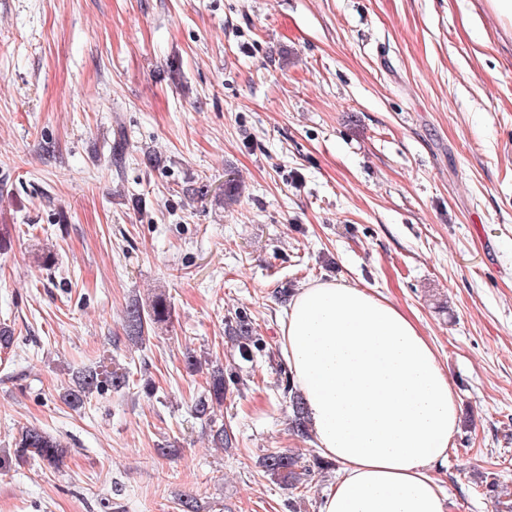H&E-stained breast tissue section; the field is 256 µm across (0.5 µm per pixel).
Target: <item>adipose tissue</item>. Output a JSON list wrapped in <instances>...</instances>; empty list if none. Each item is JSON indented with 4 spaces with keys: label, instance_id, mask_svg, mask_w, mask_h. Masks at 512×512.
Here are the masks:
<instances>
[{
    "label": "adipose tissue",
    "instance_id": "1",
    "mask_svg": "<svg viewBox=\"0 0 512 512\" xmlns=\"http://www.w3.org/2000/svg\"><path fill=\"white\" fill-rule=\"evenodd\" d=\"M280 342L316 445L341 467L319 512H446L430 470L457 404L417 324L370 289L321 282L293 297Z\"/></svg>",
    "mask_w": 512,
    "mask_h": 512
}]
</instances>
